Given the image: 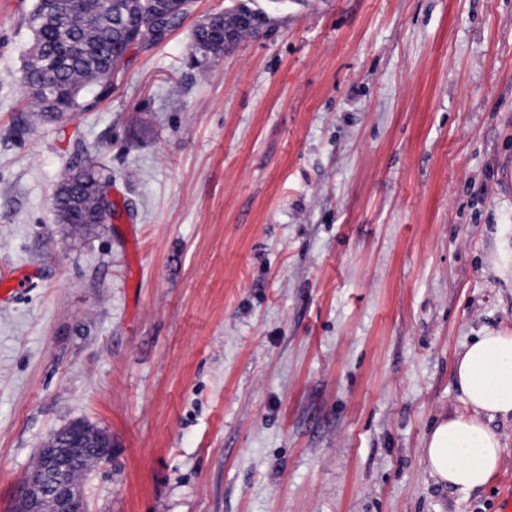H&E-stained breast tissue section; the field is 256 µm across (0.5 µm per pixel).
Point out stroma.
I'll use <instances>...</instances> for the list:
<instances>
[{
	"label": "stroma",
	"mask_w": 512,
	"mask_h": 512,
	"mask_svg": "<svg viewBox=\"0 0 512 512\" xmlns=\"http://www.w3.org/2000/svg\"><path fill=\"white\" fill-rule=\"evenodd\" d=\"M34 0H0V512L49 435L112 439L91 512H501L421 462L456 357L512 329V0H288L195 61L231 0L133 46L86 112L35 121ZM84 144L119 210L56 188ZM235 25L237 28L238 42L241 39L258 34V29L255 26H243L237 23L234 15L230 12L217 15L215 20L209 24L201 27H196L192 32V48L195 44H202L205 46L209 54L217 55L224 51V43L228 48L236 44L234 32L226 30L224 27ZM224 32V40H221L220 33Z\"/></svg>",
	"instance_id": "35a3bbf8"
}]
</instances>
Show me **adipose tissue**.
Returning a JSON list of instances; mask_svg holds the SVG:
<instances>
[{
	"instance_id": "adipose-tissue-1",
	"label": "adipose tissue",
	"mask_w": 512,
	"mask_h": 512,
	"mask_svg": "<svg viewBox=\"0 0 512 512\" xmlns=\"http://www.w3.org/2000/svg\"><path fill=\"white\" fill-rule=\"evenodd\" d=\"M455 382L474 413L441 418L424 440L422 462L437 483L468 493L488 484L501 458L488 422L512 417V333L488 329L467 344Z\"/></svg>"
}]
</instances>
